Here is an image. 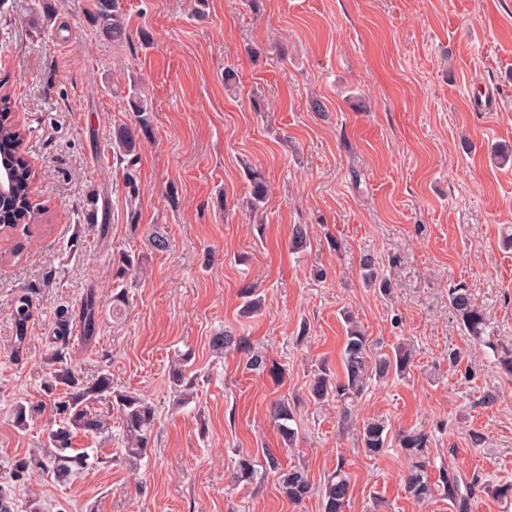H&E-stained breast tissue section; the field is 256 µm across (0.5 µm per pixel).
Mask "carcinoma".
<instances>
[{"label": "carcinoma", "mask_w": 512, "mask_h": 512, "mask_svg": "<svg viewBox=\"0 0 512 512\" xmlns=\"http://www.w3.org/2000/svg\"><path fill=\"white\" fill-rule=\"evenodd\" d=\"M87 17L95 30L104 39L121 44L128 38V23L119 0H94V6ZM127 96L131 110L138 113L140 131L149 130L152 108L141 96L137 82L130 80ZM10 94L0 91V158L12 160L8 174L12 190L0 193V231L11 235L22 224L38 223L43 210L32 199L33 182L36 171L32 169L24 146L23 133L9 117ZM112 147L126 161L125 184L129 205L133 206L140 196L138 174L134 169L138 159L139 136L127 126H119L112 131ZM251 185L250 209L259 212L268 199V185L263 174L254 169L248 170ZM86 223L95 224L98 220V195L90 190L84 201ZM140 257L121 253L115 283L122 284L125 278L137 273ZM366 282L390 291L388 280L378 278L377 262L369 255L361 260ZM242 313L257 314L262 308V299L251 286L242 288ZM448 301L456 311L461 327L476 340L483 341L487 320L483 311L474 302L471 293L462 285L448 289ZM11 315L15 333L13 355L23 352L29 323L32 316V301L26 293L14 297L11 302ZM102 316V304L96 292L87 290L80 305L73 309L61 305L55 310V329L51 336L53 348L49 362L53 371L43 382L44 398L33 402L25 401L16 405L14 423L23 428L37 417H48L49 431L47 448L42 453H31L18 460L13 468L16 478H23L34 471H51L63 480L71 473L87 465V454L73 448V437L84 434L106 435L112 429V414L121 420L123 459L131 464L142 460L151 448L155 430L156 413L152 403L145 397L117 391L112 386V377L103 373L88 383L66 364L72 329L80 332L82 344L89 346L96 339ZM346 324L341 350L342 373L336 374L324 363L314 370L309 384V394L319 403L334 400L340 404L342 423L353 420L355 402L372 381H381L390 375L402 376L410 367L412 349L400 343L390 354L377 355L371 352L369 338L364 329L349 311L343 312ZM212 349L222 354L227 351L245 353L246 369L255 373H268L276 380L285 377V369L268 365L263 352L255 350L244 336L224 332L211 339ZM191 357L181 354L169 367V380L177 401L190 398V389L195 377L191 376ZM272 419L288 446H293L297 436L290 427L293 409L288 400L274 402ZM356 439L369 456H376L389 447L391 441L385 422L367 420L356 428ZM396 442L406 460L405 489L417 501L439 496L452 503L457 512H470L471 501L476 494L479 479L466 478L457 469L442 464L437 467V477H432L430 434L423 428L412 427L397 434ZM263 468L280 474V490L292 502H301L312 493V485L305 470L299 467H282L279 457L272 450L264 451ZM239 478L252 480L257 476L255 460L242 454L236 461ZM351 493V481L344 460L336 463L335 470L324 482L321 491L323 512H344Z\"/></svg>", "instance_id": "1"}]
</instances>
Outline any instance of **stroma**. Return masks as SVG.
Wrapping results in <instances>:
<instances>
[{"instance_id": "stroma-1", "label": "stroma", "mask_w": 512, "mask_h": 512, "mask_svg": "<svg viewBox=\"0 0 512 512\" xmlns=\"http://www.w3.org/2000/svg\"><path fill=\"white\" fill-rule=\"evenodd\" d=\"M91 2L0 0V84L25 130L44 210L42 223L0 237V249L23 245L19 258L0 261V492L15 512H321L319 495L284 497L275 473L234 480L239 454L266 448L317 488L345 460L347 512H455L448 500L406 493L399 448L366 455L340 429L337 404L308 401L315 365L341 367L345 309L372 352L403 341L415 350L406 377L363 394L358 419L394 432L425 427L436 461L481 477L471 512H512L491 493L512 484V378L462 332L448 301L450 287L466 285L494 337L512 342V247L502 241L512 230V164L491 157L512 146V0H121L130 34L121 46L87 22ZM228 66L239 77L232 95ZM131 75L153 108L133 208L111 141L114 127L136 123ZM480 91L491 111H477ZM249 166L270 187L261 233L247 207ZM92 189L99 213L89 224ZM298 224L308 242L292 254ZM158 234L166 250L152 248ZM121 252L142 262L116 318L112 259ZM367 254L385 260L391 296L363 286ZM251 283L264 306L246 317L240 290ZM90 286L102 327L89 349L72 335V366L87 381L111 374L116 388L153 402L152 450L137 469L121 463L116 421L111 435L74 437L86 469L15 480V461L44 446L47 426L18 428L14 408L41 397L55 308ZM23 292L34 308L17 361L10 301ZM225 331L263 349L285 379L213 354L211 338ZM452 349L462 355L454 366ZM187 351L198 382L178 408L168 368ZM293 397L302 403L288 446L270 411Z\"/></svg>"}]
</instances>
